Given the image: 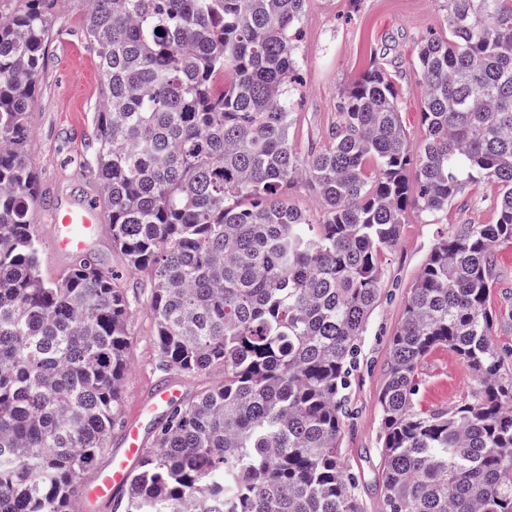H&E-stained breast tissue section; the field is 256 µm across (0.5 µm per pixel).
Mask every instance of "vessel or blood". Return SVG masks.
Listing matches in <instances>:
<instances>
[{
  "label": "vessel or blood",
  "instance_id": "1",
  "mask_svg": "<svg viewBox=\"0 0 512 512\" xmlns=\"http://www.w3.org/2000/svg\"><path fill=\"white\" fill-rule=\"evenodd\" d=\"M100 231L97 204L89 198L77 199L52 208L48 246L55 256L80 257L88 253L90 243ZM179 397L178 389L165 386L154 388L147 398L138 402L126 420L121 450L113 454L109 466L93 484L83 487L81 512H92L99 504L113 502L117 489L128 483L135 465L143 457L146 428L167 413Z\"/></svg>",
  "mask_w": 512,
  "mask_h": 512
}]
</instances>
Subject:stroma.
<instances>
[{
  "label": "stroma",
  "instance_id": "1",
  "mask_svg": "<svg viewBox=\"0 0 512 512\" xmlns=\"http://www.w3.org/2000/svg\"><path fill=\"white\" fill-rule=\"evenodd\" d=\"M443 14L441 0H309L297 51L301 97L290 130L299 149L307 153L326 143L336 123L341 91L374 62L394 75L407 133L412 142H420L424 135L419 120L421 89L410 60L416 38L441 30ZM100 93L101 74L84 39L83 11L78 0H63L28 115L27 153L44 198L36 215L41 228L49 226V201L94 190L83 161L94 150L92 118ZM496 199L495 184L481 180L468 185L447 210L435 216L407 211L397 246L380 256L381 298L359 339V364L351 378L350 419L342 443L344 463L358 477L362 512L381 510L378 397L388 377L390 339L401 321L409 288L439 238L472 224L495 222ZM95 249L102 266L114 270L128 294L140 300L130 324L122 416H129L156 383L175 384L182 398L188 399L203 385L220 381L216 372L184 377L162 370L146 303L150 294L147 273L128 269L122 254L113 249L109 234H102ZM419 378L416 400L423 409L454 407L469 399L477 386L467 365L445 347L432 350L422 360Z\"/></svg>",
  "mask_w": 512,
  "mask_h": 512
}]
</instances>
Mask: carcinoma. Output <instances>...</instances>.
I'll use <instances>...</instances> for the list:
<instances>
[{"label": "carcinoma", "instance_id": "cac0c4a2", "mask_svg": "<svg viewBox=\"0 0 512 512\" xmlns=\"http://www.w3.org/2000/svg\"><path fill=\"white\" fill-rule=\"evenodd\" d=\"M79 2L102 75L85 171L112 245L150 272L163 369L223 374L165 415L112 512H361L341 444L378 257L407 209L433 216L480 179L496 222L434 244L391 340L381 512H512V350L491 339L512 312L488 306L512 245V0H443L444 31L416 41L420 143L373 64L308 153L290 138L306 0ZM58 3L0 0V512H78L137 307L90 254L42 271L26 118ZM299 180L316 220L286 195ZM437 347L477 381L449 410L416 402Z\"/></svg>", "mask_w": 512, "mask_h": 512}]
</instances>
